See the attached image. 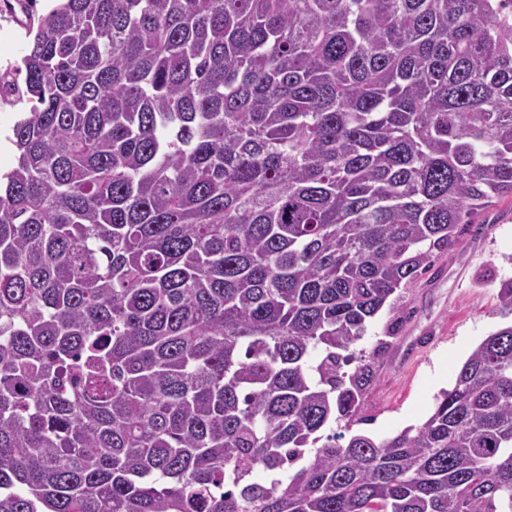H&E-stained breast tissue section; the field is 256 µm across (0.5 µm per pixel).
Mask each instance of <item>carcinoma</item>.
<instances>
[{
  "mask_svg": "<svg viewBox=\"0 0 512 512\" xmlns=\"http://www.w3.org/2000/svg\"><path fill=\"white\" fill-rule=\"evenodd\" d=\"M4 2L0 512H512V323L351 433L368 324L512 197V0ZM17 18L24 20L19 12L16 16L0 12V69L20 62L27 47L26 31ZM22 112L21 105L13 106L0 102V135L2 136V148H0V175L9 171L16 163V151L14 146L4 147L3 137L5 134L12 135V126Z\"/></svg>",
  "mask_w": 512,
  "mask_h": 512,
  "instance_id": "carcinoma-1",
  "label": "carcinoma"
}]
</instances>
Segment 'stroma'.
Masks as SVG:
<instances>
[{
	"label": "stroma",
	"mask_w": 512,
	"mask_h": 512,
	"mask_svg": "<svg viewBox=\"0 0 512 512\" xmlns=\"http://www.w3.org/2000/svg\"><path fill=\"white\" fill-rule=\"evenodd\" d=\"M512 278V200L495 201L456 246L382 309L358 349L386 343L353 430L376 439L421 424L462 363L504 323L497 293Z\"/></svg>",
	"instance_id": "stroma-1"
}]
</instances>
